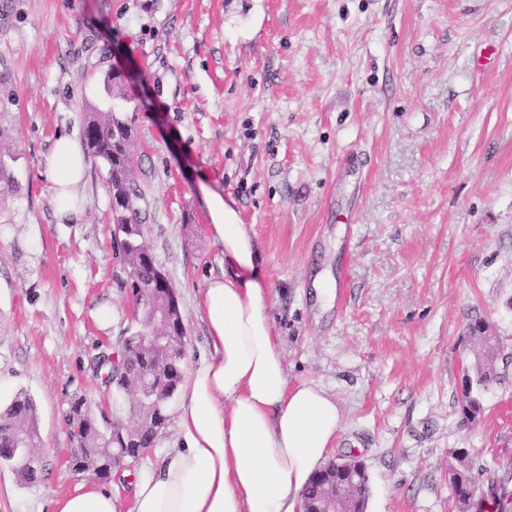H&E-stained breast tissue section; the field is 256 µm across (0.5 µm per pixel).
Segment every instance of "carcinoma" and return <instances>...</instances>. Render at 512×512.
Here are the masks:
<instances>
[{
	"mask_svg": "<svg viewBox=\"0 0 512 512\" xmlns=\"http://www.w3.org/2000/svg\"><path fill=\"white\" fill-rule=\"evenodd\" d=\"M133 136L132 126L118 112L88 113L83 129V142L87 153L95 160L101 161L108 169V191L112 197L111 219L113 236L119 240L123 260L129 270L128 288L133 301H138V290L154 284L157 264L148 246L143 224L138 211L141 197L139 186L133 177V159L129 143ZM139 328L128 332L122 343L131 347L130 371L135 373H152L161 365L170 374L174 382L169 384L159 380L154 385L157 397L158 414L162 421H167L169 403L182 385L186 372L187 337L182 335L180 326L174 327L172 345L156 349L151 353L139 354L136 349L141 331L149 322L138 321ZM96 372L103 373V381L114 394H128L133 390L127 378L112 381V363L102 358L97 362ZM492 382L491 373L477 370L475 380H467L462 391L460 414L463 424L470 426L477 423L481 412L479 400L474 396V387H485ZM22 428L26 434V448H36L41 444L37 427L36 409L32 398L21 392L0 412V466H13L15 448L18 445L14 431ZM77 448L73 456H82L89 463H94L100 449L112 447V441L122 440L119 424L107 419L99 420L89 410L83 412V423H70ZM448 455L455 463L448 466L449 482L458 512H472L475 498L479 492V483L473 472V462L465 449H452ZM336 487V460L331 459L326 466L316 473L307 487L302 510L319 512L322 509L326 489ZM369 498L368 475L357 472L356 484L352 488L350 501L358 509H366Z\"/></svg>",
	"mask_w": 512,
	"mask_h": 512,
	"instance_id": "obj_1",
	"label": "carcinoma"
}]
</instances>
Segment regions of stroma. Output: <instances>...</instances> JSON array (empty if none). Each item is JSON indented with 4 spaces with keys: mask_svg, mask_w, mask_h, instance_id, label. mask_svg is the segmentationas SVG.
Listing matches in <instances>:
<instances>
[{
    "mask_svg": "<svg viewBox=\"0 0 512 512\" xmlns=\"http://www.w3.org/2000/svg\"><path fill=\"white\" fill-rule=\"evenodd\" d=\"M133 72L114 97L104 77ZM131 121L145 237L195 366L221 248L197 192L219 182L259 244L290 385L344 409L335 455L366 466V512H456L448 451L481 469L476 512H512V0H0V408L34 401L40 474L0 466V512H54L75 472L69 403L112 410L93 364L134 322L107 172L59 221L44 162L90 108ZM339 287L319 302L313 281ZM499 345L482 416L460 419L469 325ZM177 437L168 419L132 476Z\"/></svg>",
    "mask_w": 512,
    "mask_h": 512,
    "instance_id": "stroma-1",
    "label": "stroma"
}]
</instances>
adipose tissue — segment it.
I'll return each mask as SVG.
<instances>
[{
  "instance_id": "1",
  "label": "adipose tissue",
  "mask_w": 512,
  "mask_h": 512,
  "mask_svg": "<svg viewBox=\"0 0 512 512\" xmlns=\"http://www.w3.org/2000/svg\"><path fill=\"white\" fill-rule=\"evenodd\" d=\"M84 168L76 141L58 138L45 171L60 219L81 214ZM197 187L224 269L202 290L208 351L182 386L177 445L139 474L131 507L93 487L56 500L54 512H301L342 429V407L322 383L288 384L261 251L235 199Z\"/></svg>"
}]
</instances>
